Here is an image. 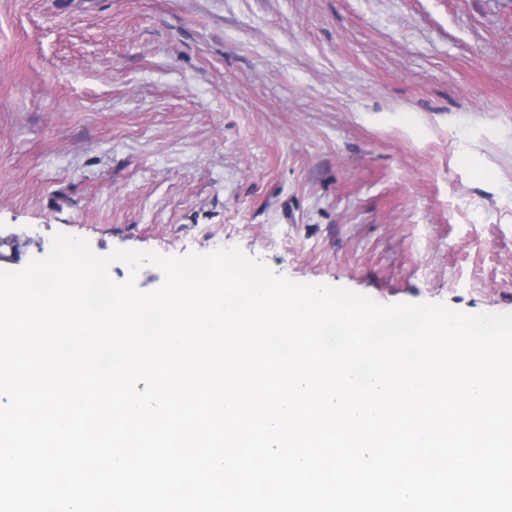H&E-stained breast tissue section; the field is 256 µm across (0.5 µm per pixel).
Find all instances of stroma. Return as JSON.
<instances>
[{
  "instance_id": "stroma-1",
  "label": "stroma",
  "mask_w": 512,
  "mask_h": 512,
  "mask_svg": "<svg viewBox=\"0 0 512 512\" xmlns=\"http://www.w3.org/2000/svg\"><path fill=\"white\" fill-rule=\"evenodd\" d=\"M58 235L512 314V0H0V244Z\"/></svg>"
}]
</instances>
